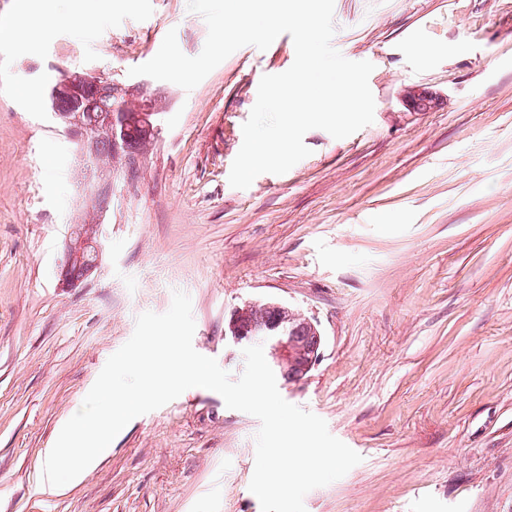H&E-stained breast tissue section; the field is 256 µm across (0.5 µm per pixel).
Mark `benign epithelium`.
Segmentation results:
<instances>
[{
  "mask_svg": "<svg viewBox=\"0 0 512 512\" xmlns=\"http://www.w3.org/2000/svg\"><path fill=\"white\" fill-rule=\"evenodd\" d=\"M401 99L411 112H432L443 104L437 93L420 85L406 87ZM44 100L63 133L70 136L76 129L82 131V148L88 157L107 159L106 167H98L100 171L112 172L114 159L126 163L134 161L135 141L158 135L152 101L134 95L116 106L112 103V82L95 74L62 73L56 83L48 87ZM101 255L98 236L84 233L80 224L73 225L61 272L62 286L72 287L88 277L98 266ZM266 309L273 312V317L247 328L239 325L238 313L232 311L225 338L243 349L263 345L277 372L287 365L297 364V372L288 376V382H299L320 357L323 335L319 325L279 303H269ZM300 327L305 329L308 341L295 345L292 336Z\"/></svg>",
  "mask_w": 512,
  "mask_h": 512,
  "instance_id": "7a95c632",
  "label": "benign epithelium"
}]
</instances>
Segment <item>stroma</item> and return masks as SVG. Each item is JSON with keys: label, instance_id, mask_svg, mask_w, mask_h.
Segmentation results:
<instances>
[{"label": "stroma", "instance_id": "obj_1", "mask_svg": "<svg viewBox=\"0 0 512 512\" xmlns=\"http://www.w3.org/2000/svg\"><path fill=\"white\" fill-rule=\"evenodd\" d=\"M78 28L0 44V512H261L257 418L191 388L131 420L77 482L39 491L64 424L137 316L189 294L193 347L231 376L224 323L274 301L316 320L323 355L281 396L362 457L306 512H512V0H335L333 45L370 61L374 121L249 188L229 183L280 35L240 48L192 91L129 70L168 31L198 55L187 0H91ZM146 91L159 135L115 164L109 210L79 143L19 90L61 71ZM441 95L409 112L405 87ZM100 222L103 255L62 287L70 225Z\"/></svg>", "mask_w": 512, "mask_h": 512}]
</instances>
